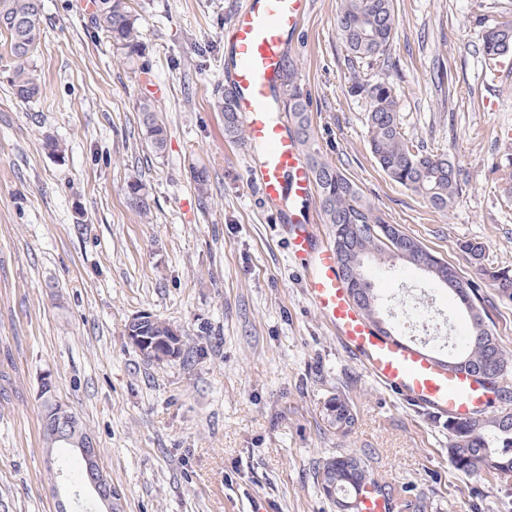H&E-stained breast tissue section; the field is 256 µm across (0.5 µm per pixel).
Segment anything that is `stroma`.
Listing matches in <instances>:
<instances>
[{"instance_id": "obj_1", "label": "stroma", "mask_w": 512, "mask_h": 512, "mask_svg": "<svg viewBox=\"0 0 512 512\" xmlns=\"http://www.w3.org/2000/svg\"><path fill=\"white\" fill-rule=\"evenodd\" d=\"M241 0H131L144 58L129 65L92 24L91 0H41L33 103L9 84L17 66L0 36V512H55L45 464L41 379L82 419L112 478L120 512H338L317 474L338 455L366 463L396 502L425 512H500L512 476L473 481L448 461V432L390 394L311 306L276 215L247 182L244 140L224 136L211 102L224 88V31ZM340 0H313L288 60L310 98L322 156L392 224L468 278L466 240L484 264L512 267V53L495 80L477 51L484 27L512 21V0H394L402 130L447 153L462 193L440 213L392 182L368 147V103L336 31ZM155 101L167 146L155 156L138 112ZM62 146L51 152L46 137ZM206 169L199 195L192 167ZM140 175L149 211L127 203ZM392 334L447 354L437 321L467 324L454 295L398 261L368 262ZM512 351V301L479 290ZM177 327L180 357L145 359L131 318ZM343 397L348 435L324 406Z\"/></svg>"}]
</instances>
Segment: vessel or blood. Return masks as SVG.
I'll use <instances>...</instances> for the list:
<instances>
[{
	"mask_svg": "<svg viewBox=\"0 0 512 512\" xmlns=\"http://www.w3.org/2000/svg\"><path fill=\"white\" fill-rule=\"evenodd\" d=\"M311 9L312 0H247L224 33V75L247 133L250 182L280 213L277 232L303 272L309 301L371 377L432 415L467 418L488 405L492 387L467 369H446L422 344L378 333L353 304L331 245L319 237L311 177L279 100L287 39Z\"/></svg>",
	"mask_w": 512,
	"mask_h": 512,
	"instance_id": "obj_1",
	"label": "vessel or blood"
}]
</instances>
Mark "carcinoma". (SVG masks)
Here are the masks:
<instances>
[{
	"label": "carcinoma",
	"instance_id": "carcinoma-1",
	"mask_svg": "<svg viewBox=\"0 0 512 512\" xmlns=\"http://www.w3.org/2000/svg\"><path fill=\"white\" fill-rule=\"evenodd\" d=\"M92 22L123 58L132 61L145 53L139 17L129 0H95ZM397 24L394 0H341L336 29L350 68L356 70L362 65L391 68L394 65L391 45ZM0 35L6 36L11 54L19 60L11 79L14 95L23 102L40 98L44 91L41 77L35 67L26 64L38 50L42 35L40 0H0ZM510 51L512 22L482 30L478 53L487 75H494L499 58ZM351 92L368 99L369 149L387 177L422 197L438 212L452 207L462 193L459 170L447 154L424 151L404 137L394 87L382 78H357ZM282 98L288 121L307 158L322 221L331 228L336 256L343 261L348 258L349 249L356 248L368 261L397 259L414 267L420 254L435 263L433 277L453 271L436 263L438 256L406 233L401 225L388 223L357 186L321 156L312 127L310 102L287 65L283 69ZM212 106L224 115V135L238 137L242 121L232 93L227 89L217 92ZM139 112L141 135L159 156L166 147V129L154 101L144 99ZM127 201L138 211L147 210L146 185L136 174L127 181ZM461 250L473 264L475 278L461 279L453 294L471 312L470 327L464 352L449 356L448 362H457L494 383L512 366V353L501 345L487 322L477 295L480 287L477 280L488 281L499 297L511 301L512 268L483 265L485 245L479 241H465ZM143 328L142 335L154 340L171 332V324L157 317L147 321ZM325 411L337 432L346 435L352 431L355 414L344 399L338 396L330 399ZM444 427L448 429V459L455 470L475 481L486 471L504 476L512 473L511 411L491 417L477 415L465 421L450 419L444 422ZM329 477L336 479V496L350 504L357 487L375 484L369 468L349 454L339 455L323 465L317 476L318 486H323Z\"/></svg>",
	"mask_w": 512,
	"mask_h": 512
}]
</instances>
